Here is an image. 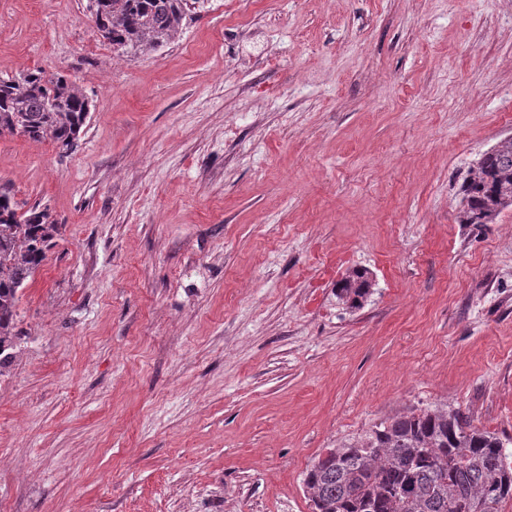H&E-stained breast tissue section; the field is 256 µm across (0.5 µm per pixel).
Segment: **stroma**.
Returning a JSON list of instances; mask_svg holds the SVG:
<instances>
[{"mask_svg": "<svg viewBox=\"0 0 512 512\" xmlns=\"http://www.w3.org/2000/svg\"><path fill=\"white\" fill-rule=\"evenodd\" d=\"M37 67L92 109L66 154L0 138L63 226L0 377V512H312L313 461L394 416L512 437V209L456 221L512 135V0H197L139 57L88 0H0V79ZM372 283L366 271L356 270L343 279L337 287V298L350 307H358L370 294Z\"/></svg>", "mask_w": 512, "mask_h": 512, "instance_id": "stroma-1", "label": "stroma"}]
</instances>
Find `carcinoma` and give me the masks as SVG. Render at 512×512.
Instances as JSON below:
<instances>
[{
	"mask_svg": "<svg viewBox=\"0 0 512 512\" xmlns=\"http://www.w3.org/2000/svg\"><path fill=\"white\" fill-rule=\"evenodd\" d=\"M112 50L142 56L175 41L189 0H89ZM90 101L77 82L29 70L0 79V136L21 135L71 151ZM459 224H493L512 209V137L469 166L461 184ZM62 225L45 208L28 209L0 189V376L16 354L19 291L47 258ZM367 272L343 279L336 296L358 307L370 294ZM505 441L481 430L461 408L435 406L397 415L315 460L305 476L313 512H501L512 500Z\"/></svg>",
	"mask_w": 512,
	"mask_h": 512,
	"instance_id": "carcinoma-1",
	"label": "carcinoma"
}]
</instances>
